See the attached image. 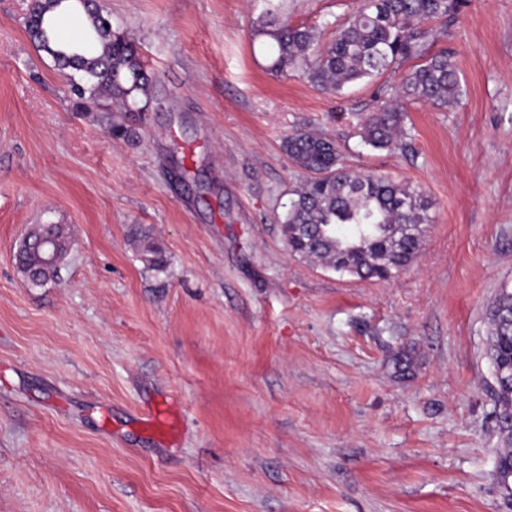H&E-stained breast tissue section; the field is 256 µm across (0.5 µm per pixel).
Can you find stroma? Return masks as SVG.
Segmentation results:
<instances>
[{
    "label": "stroma",
    "mask_w": 512,
    "mask_h": 512,
    "mask_svg": "<svg viewBox=\"0 0 512 512\" xmlns=\"http://www.w3.org/2000/svg\"><path fill=\"white\" fill-rule=\"evenodd\" d=\"M105 5L150 111H75L22 0H0V512H512L486 356L512 288V0H466L435 42L463 96L407 105L405 152L356 134L397 75L333 95L272 74L261 0ZM353 7L288 0V17L328 33ZM306 128L428 200L396 277L289 254L308 174L282 143ZM38 224L72 243L41 287L16 259ZM140 242V256L142 262L150 270L164 271L167 265V258L161 245L155 241L147 239V236L140 239Z\"/></svg>",
    "instance_id": "obj_1"
}]
</instances>
